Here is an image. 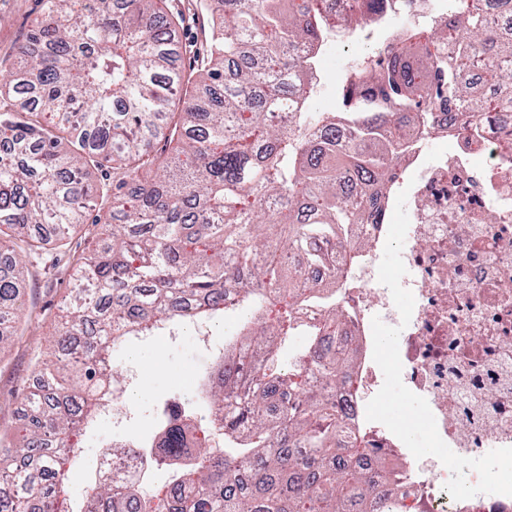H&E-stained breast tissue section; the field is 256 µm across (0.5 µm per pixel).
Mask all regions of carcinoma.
Listing matches in <instances>:
<instances>
[{
    "label": "carcinoma",
    "instance_id": "obj_1",
    "mask_svg": "<svg viewBox=\"0 0 512 512\" xmlns=\"http://www.w3.org/2000/svg\"><path fill=\"white\" fill-rule=\"evenodd\" d=\"M376 0L336 16L326 0H212L196 69L173 46L189 19L169 0H39L27 32L0 39V341L20 308L28 257L68 249L81 226L110 227L106 247L75 259L78 284L55 329L54 358L39 359L27 423L0 437V512H64L58 480L80 425L112 397L98 357L166 323L224 313V288L246 311L205 392L197 424L176 405L156 451L177 472L162 493L90 484L70 512H402L376 490L401 469L364 458L326 388H306L281 366L276 337L300 327L329 385L350 353L324 347L336 331V241L355 252L350 226L374 220L400 163L392 122L426 132L432 110L472 122L512 112V0L489 23V0H459L425 40L399 46L342 77L339 110L312 112L317 74L307 57L368 19ZM353 138L336 144L333 132ZM101 171L91 182L88 164ZM327 271L305 283L290 255ZM322 307L316 324L301 315ZM243 341L263 345L250 375ZM284 387L305 391L301 406Z\"/></svg>",
    "mask_w": 512,
    "mask_h": 512
}]
</instances>
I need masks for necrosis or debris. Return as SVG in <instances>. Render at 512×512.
<instances>
[{
    "label": "necrosis or debris",
    "mask_w": 512,
    "mask_h": 512,
    "mask_svg": "<svg viewBox=\"0 0 512 512\" xmlns=\"http://www.w3.org/2000/svg\"><path fill=\"white\" fill-rule=\"evenodd\" d=\"M438 121L446 150L428 159L411 148L399 168L416 181H396L408 191L410 211L402 249V285L415 298L409 324L401 325L390 290L378 280L387 225H358L364 247L357 262L336 267L342 317L335 345L360 349L336 400L349 426L401 461L404 477L395 491L403 512H512V496L453 500L444 488L449 469L432 456L415 459L382 423L365 416L384 383L373 359L377 316L401 326L402 381L427 400L454 453L478 458L512 447V113H489L474 136L447 114ZM159 468L145 443L136 442L123 459L97 456L93 471L140 484Z\"/></svg>",
    "instance_id": "obj_1"
}]
</instances>
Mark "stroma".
Masks as SVG:
<instances>
[{
    "mask_svg": "<svg viewBox=\"0 0 512 512\" xmlns=\"http://www.w3.org/2000/svg\"><path fill=\"white\" fill-rule=\"evenodd\" d=\"M385 42L384 32H374L371 39H356L333 45L320 60L318 86L310 99L317 112H328L339 100V78L351 66L374 55ZM72 269L67 261L42 270L38 279L26 280L23 289L22 319L12 336L6 337L0 350V433H12L22 422L21 406L33 383L32 366L36 359L47 357L53 340L55 324L65 303ZM242 321L240 312L224 314L214 321L211 329L213 348H199L194 332L187 331L177 338L152 337L115 347L112 365L122 374L129 390H141L140 399L130 400V409L120 428L111 423L86 430L77 460H90L109 442L151 439L156 428L157 412L164 401L178 397L193 405L197 418L208 415L207 405L194 389L223 351ZM152 372L145 388H138L135 379L140 370Z\"/></svg>",
    "mask_w": 512,
    "mask_h": 512,
    "instance_id": "1",
    "label": "stroma"
}]
</instances>
